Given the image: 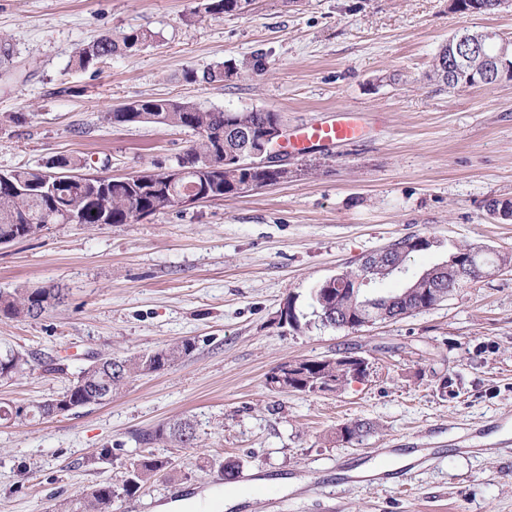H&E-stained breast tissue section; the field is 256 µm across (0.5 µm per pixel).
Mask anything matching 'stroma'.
Instances as JSON below:
<instances>
[{
	"label": "stroma",
	"mask_w": 512,
	"mask_h": 512,
	"mask_svg": "<svg viewBox=\"0 0 512 512\" xmlns=\"http://www.w3.org/2000/svg\"><path fill=\"white\" fill-rule=\"evenodd\" d=\"M204 4L0 0V35L14 50L0 77V171L59 157L80 159L88 176L176 165L193 131L105 119L145 98L271 110L289 129L353 112L365 133L289 157L288 181L243 198L130 224H50L0 246V290H64L39 318L0 317V349L36 362L0 382V402L56 397L96 355L194 344L111 402L0 426V512H54L92 485H121L148 453L166 469L114 512L235 493L232 512H512V266L433 308L358 329L323 325L311 301L319 283L407 235L435 241L410 257L412 274L459 245L512 253V223L486 211L489 200H512V80L477 90L429 78L458 30L512 37V0L477 13L449 0H252L221 18ZM132 29L153 41L95 69L71 67L80 46ZM225 64L236 75L204 80ZM188 71L197 81L184 80ZM289 303L294 326L279 320ZM345 352L367 371L341 391L267 382L285 362ZM52 362L63 373L46 371ZM184 416L197 425L194 447L141 442ZM355 420L372 433L337 440ZM393 445L434 456L401 486L347 481L346 466ZM230 459L244 481H222Z\"/></svg>",
	"instance_id": "35a3bbf8"
}]
</instances>
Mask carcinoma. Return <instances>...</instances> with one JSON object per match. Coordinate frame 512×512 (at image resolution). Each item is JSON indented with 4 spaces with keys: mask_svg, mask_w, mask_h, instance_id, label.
<instances>
[{
    "mask_svg": "<svg viewBox=\"0 0 512 512\" xmlns=\"http://www.w3.org/2000/svg\"><path fill=\"white\" fill-rule=\"evenodd\" d=\"M249 0H206L205 11L214 16L239 14ZM149 33L132 30L114 38L110 34L101 35L94 41L84 44L75 52L72 64L81 70L97 66L101 60L114 54L136 50L149 40ZM496 55V46L485 45L483 53L473 54L465 61L456 59L453 40H448L436 53L433 60L432 77L451 88H474L490 85L482 79L488 66V59ZM155 117L157 125L185 128L199 136L198 143L189 149L181 160V165L189 169L185 182L196 180L195 162L200 155H211L223 164V169L210 175L208 182L211 195L217 199L240 196L239 188L245 179L262 182L266 176L248 172L234 162L242 148V141L229 129L234 122L239 125L261 128L270 119L278 118L273 111L263 110H215L204 109L191 101L147 98L133 102L126 109H115L107 113L106 119L116 125L135 126L142 123V114ZM16 187L0 185V241H16L32 237L48 224H62L68 213L80 214L82 224H130L141 218L163 213L174 208L170 198L174 192L161 181L140 172L125 178H103L84 176L83 184L66 186L52 195L30 193L26 188L31 184L41 185L53 180L50 167L34 169L20 167L12 171ZM415 235L399 238L389 244L387 250L390 263L396 268L406 267L408 257L420 252L413 240ZM486 247L466 245L448 253L440 273L432 276L435 266L423 269L409 283L414 288L412 296L393 304L396 311L391 318L402 319L406 315L433 307L428 296L437 288L452 289L456 292L468 288L480 276L461 275L458 265H474L479 268L487 265ZM366 269L357 266L346 269L328 285H319L313 291L312 299L318 317L325 326H333V320L326 310L336 311V299L342 300L344 315L359 319L363 314L359 302L351 299L358 278ZM330 299L328 309H323L320 301ZM61 299V289L53 286L16 289L12 292L0 291V316L5 318H32L31 308L45 312ZM193 344L188 340L170 343L154 352L138 354L126 358L101 357L83 368L68 387L56 398L35 401L25 405V413L14 410L10 404L0 405V421L25 422L40 421L64 416L72 410L102 404L100 391H106V400L122 390L135 376L161 371L175 362L189 356ZM299 367V384L293 387L296 392L313 393L314 385L321 380H332L344 387L352 381L349 372L336 367V359L295 361ZM30 367V360L22 353L7 349L0 351V380H11ZM344 431L337 432L338 438L348 442H360L370 434L372 427L362 420L343 425ZM146 444L156 441L176 442L183 446L196 440L195 424L190 419H180L158 427L154 432L140 436ZM165 465V461L153 456L142 455L136 459L122 485V493L135 496L153 476ZM116 491L109 483L98 484L88 492L66 499L58 505L56 512H112Z\"/></svg>",
    "mask_w": 512,
    "mask_h": 512,
    "instance_id": "obj_1",
    "label": "carcinoma"
}]
</instances>
